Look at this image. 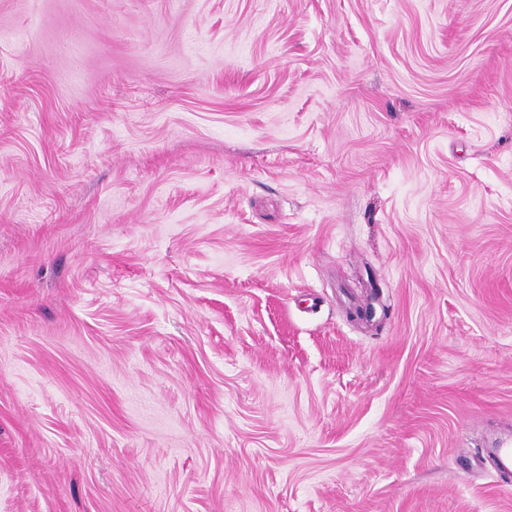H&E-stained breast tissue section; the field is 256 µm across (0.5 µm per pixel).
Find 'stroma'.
Returning a JSON list of instances; mask_svg holds the SVG:
<instances>
[{
  "instance_id": "obj_1",
  "label": "stroma",
  "mask_w": 512,
  "mask_h": 512,
  "mask_svg": "<svg viewBox=\"0 0 512 512\" xmlns=\"http://www.w3.org/2000/svg\"><path fill=\"white\" fill-rule=\"evenodd\" d=\"M507 444L512 0H0V512H512Z\"/></svg>"
}]
</instances>
